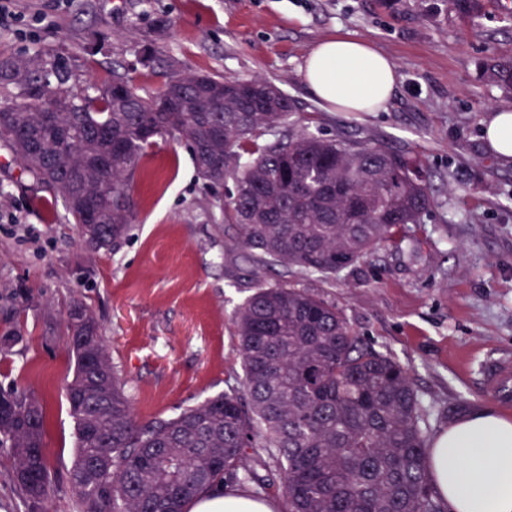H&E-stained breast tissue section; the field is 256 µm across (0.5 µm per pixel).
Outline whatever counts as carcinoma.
Returning <instances> with one entry per match:
<instances>
[{"mask_svg":"<svg viewBox=\"0 0 512 512\" xmlns=\"http://www.w3.org/2000/svg\"><path fill=\"white\" fill-rule=\"evenodd\" d=\"M467 17L485 0H448ZM160 78L154 96L111 76L81 90L43 54L0 73L19 94L0 101V146L23 173L61 198L84 248L116 247L132 223L131 180L158 141L185 144L198 177L236 175L216 201L254 262L323 277L353 266L438 205L417 160L383 140L297 130L294 105L261 79L183 72L141 49ZM484 70L512 91V61ZM171 97L172 112L157 100ZM242 386L171 418L138 419L93 310L75 300L65 331L75 358L66 401L75 426L68 479L78 512H185L218 486H271L279 472L288 512H444L424 466L430 411L395 358L363 346L336 306L286 284L260 286L235 316ZM46 410L24 390L0 389V447L12 482L33 504L52 490ZM261 448L264 455L249 453Z\"/></svg>","mask_w":512,"mask_h":512,"instance_id":"cac0c4a2","label":"carcinoma"}]
</instances>
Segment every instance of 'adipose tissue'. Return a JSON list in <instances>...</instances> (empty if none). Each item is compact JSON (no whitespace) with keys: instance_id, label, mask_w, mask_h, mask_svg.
I'll return each instance as SVG.
<instances>
[{"instance_id":"ef3b65f1","label":"adipose tissue","mask_w":512,"mask_h":512,"mask_svg":"<svg viewBox=\"0 0 512 512\" xmlns=\"http://www.w3.org/2000/svg\"><path fill=\"white\" fill-rule=\"evenodd\" d=\"M303 77L326 108L378 112L396 87L394 61L370 43L349 35L320 40L310 51ZM487 150L512 163V110L482 120ZM428 476L447 512H512V419L477 406L439 431L427 450ZM190 512H274L272 505L238 489L197 497Z\"/></svg>"}]
</instances>
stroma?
Listing matches in <instances>:
<instances>
[{
  "label": "stroma",
  "mask_w": 512,
  "mask_h": 512,
  "mask_svg": "<svg viewBox=\"0 0 512 512\" xmlns=\"http://www.w3.org/2000/svg\"><path fill=\"white\" fill-rule=\"evenodd\" d=\"M348 34L397 66L385 110H328L303 79L321 39ZM104 49L89 57L88 47ZM184 70L259 77L292 100L309 132L383 139L416 157L438 207L410 240L382 248L331 278L246 258L232 227L217 231L232 180L210 189L185 144L161 142L137 167L133 220L118 248L91 254L61 200L26 177L0 148V388L33 391L49 417L45 441L54 492L49 512H75L67 473L74 423L64 386L74 358L64 332L72 298L98 315L112 363L137 418H166L242 379L234 313L258 284L285 282L336 305L358 336L408 371L433 410L431 432L461 403L494 404L489 359H512V166L486 148L482 119L512 109V94L483 75L488 56L512 59V0H491L482 17L446 0H6L0 63L42 50L65 56L74 88L132 67L142 95L160 82L139 62L145 41ZM39 290L36 302L21 292Z\"/></svg>",
  "instance_id": "35a3bbf8"
}]
</instances>
